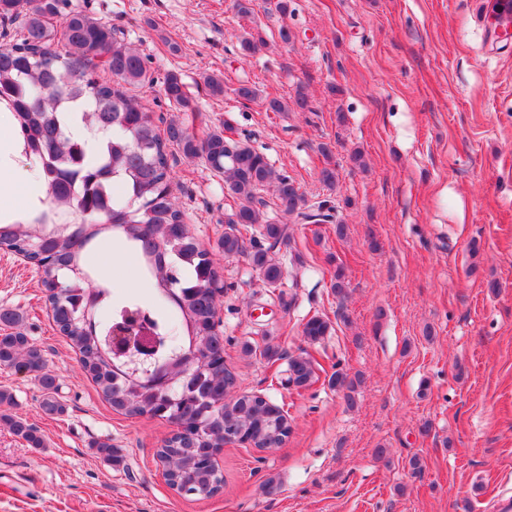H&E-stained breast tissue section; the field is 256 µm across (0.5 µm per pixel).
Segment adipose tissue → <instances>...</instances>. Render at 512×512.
I'll return each mask as SVG.
<instances>
[{
	"label": "adipose tissue",
	"instance_id": "1",
	"mask_svg": "<svg viewBox=\"0 0 512 512\" xmlns=\"http://www.w3.org/2000/svg\"><path fill=\"white\" fill-rule=\"evenodd\" d=\"M19 152L20 142L15 133H0V216L7 219L24 215L48 192L45 184L12 165V158Z\"/></svg>",
	"mask_w": 512,
	"mask_h": 512
}]
</instances>
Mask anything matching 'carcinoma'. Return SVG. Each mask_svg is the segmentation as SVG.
<instances>
[{"label":"carcinoma","instance_id":"cac0c4a2","mask_svg":"<svg viewBox=\"0 0 512 512\" xmlns=\"http://www.w3.org/2000/svg\"><path fill=\"white\" fill-rule=\"evenodd\" d=\"M60 0H0V17L14 25L10 43L0 47V108L6 107L13 129L23 142L49 200L26 216L0 217V250L26 252L42 267V285L52 291L51 315L60 332L81 354L88 372L110 405L129 417L172 418L182 410L200 418L202 430L224 431L221 394L204 370L182 392V408L170 404L153 379L115 358L105 344L109 331L144 320L142 306L112 304L110 286L95 279L86 254L106 237L121 240L154 280L159 305L150 315L159 342L168 350L205 367L221 368L224 339L216 329L217 305L211 284L217 279L213 254L192 236L184 213L172 194L170 157L177 151L187 160L202 159L224 176V193L234 205L224 211V237L218 248L224 257L247 255L265 287L276 288L283 270L274 248L288 238V226L269 222L264 187L272 189L277 207L287 217L311 224L333 222L319 209L302 211L295 181L275 170L264 155L242 141L211 133L199 139L181 123L165 129L153 114L137 104L132 92L150 81L141 53L117 36L111 25L73 9L62 26L52 19ZM167 99L184 112L194 108L180 77L167 75ZM256 224L269 243L246 247L242 230ZM87 309L94 322L80 317ZM329 323L310 318L303 336L316 342L329 332ZM0 366L34 374L44 392L42 408L57 414V378L46 366L42 350L21 332L0 335ZM288 381L310 385L316 376L310 355L289 359ZM13 394L0 388V421L32 447L42 444L37 430L7 413ZM245 417L247 428L261 445L282 442L285 417L280 411H261L248 401L230 402ZM201 437L179 435L160 448L165 459L175 457L180 476L172 479L198 495H210L221 475L198 459Z\"/></svg>","mask_w":512,"mask_h":512}]
</instances>
